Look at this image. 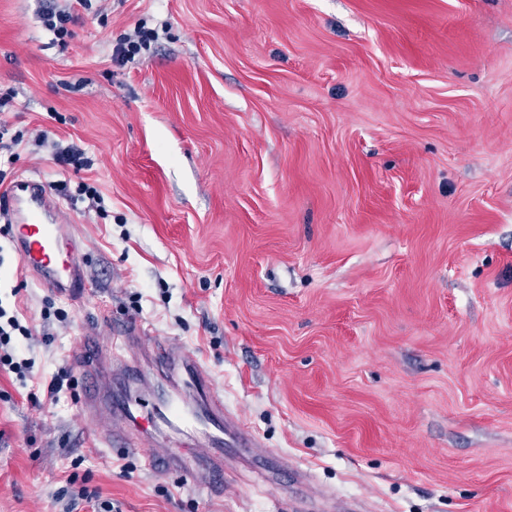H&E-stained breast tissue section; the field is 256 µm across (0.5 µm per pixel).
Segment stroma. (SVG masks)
I'll return each mask as SVG.
<instances>
[{
  "mask_svg": "<svg viewBox=\"0 0 512 512\" xmlns=\"http://www.w3.org/2000/svg\"><path fill=\"white\" fill-rule=\"evenodd\" d=\"M46 5L0 0V122L86 288L0 238V303L33 330L31 374L0 373V512H294L285 478L213 493L94 439L74 361L93 329L130 358L127 320L193 352L311 491L512 512V0H102L63 49ZM137 27L157 40L113 62Z\"/></svg>",
  "mask_w": 512,
  "mask_h": 512,
  "instance_id": "stroma-1",
  "label": "stroma"
}]
</instances>
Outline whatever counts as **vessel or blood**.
<instances>
[{
    "mask_svg": "<svg viewBox=\"0 0 512 512\" xmlns=\"http://www.w3.org/2000/svg\"><path fill=\"white\" fill-rule=\"evenodd\" d=\"M0 216L10 223L22 266L40 284L78 293L83 283L75 231L64 224L44 184L29 178L14 180L0 195ZM122 332L126 342L143 346L159 379L147 389L138 365L103 370L98 340L86 337L80 362L83 412L111 421L104 436L107 445H148L144 463L155 475L176 470L195 484L222 488L227 449L256 447V437L227 418L224 398L197 356L148 339L141 325L132 321L124 324Z\"/></svg>",
    "mask_w": 512,
    "mask_h": 512,
    "instance_id": "vessel-or-blood-1",
    "label": "vessel or blood"
}]
</instances>
